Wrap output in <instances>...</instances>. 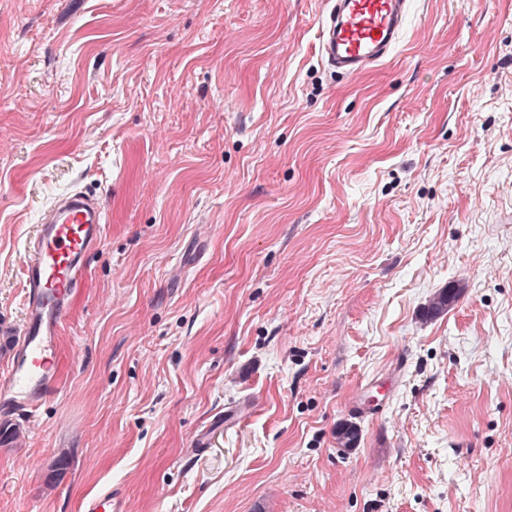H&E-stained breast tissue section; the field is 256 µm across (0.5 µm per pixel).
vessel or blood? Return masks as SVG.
Here are the masks:
<instances>
[{
	"mask_svg": "<svg viewBox=\"0 0 512 512\" xmlns=\"http://www.w3.org/2000/svg\"><path fill=\"white\" fill-rule=\"evenodd\" d=\"M408 9L409 0H329L321 22L322 59L344 75L383 60L401 36ZM105 224L103 204L75 189L51 203L26 242L23 318L0 370L2 444H9L16 418L34 414L60 391V327Z\"/></svg>",
	"mask_w": 512,
	"mask_h": 512,
	"instance_id": "obj_1",
	"label": "vessel or blood"
}]
</instances>
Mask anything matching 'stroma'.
I'll list each match as a JSON object with an SVG mask.
<instances>
[{"mask_svg": "<svg viewBox=\"0 0 512 512\" xmlns=\"http://www.w3.org/2000/svg\"><path fill=\"white\" fill-rule=\"evenodd\" d=\"M327 9L0 0V328L42 211L107 214L0 512H512V0L353 76Z\"/></svg>", "mask_w": 512, "mask_h": 512, "instance_id": "stroma-1", "label": "stroma"}]
</instances>
